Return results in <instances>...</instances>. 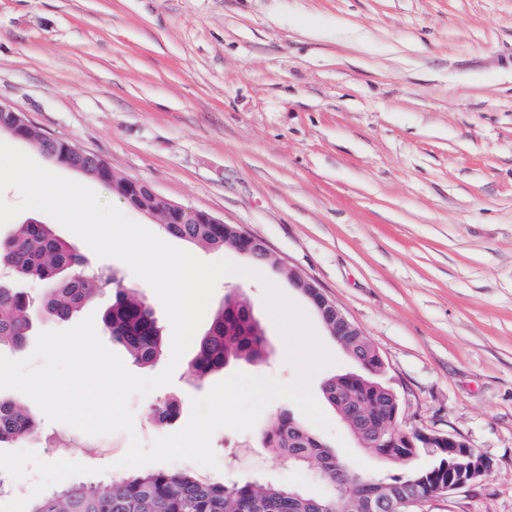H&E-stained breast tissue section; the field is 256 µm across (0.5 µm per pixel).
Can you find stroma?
<instances>
[{"mask_svg":"<svg viewBox=\"0 0 512 512\" xmlns=\"http://www.w3.org/2000/svg\"><path fill=\"white\" fill-rule=\"evenodd\" d=\"M0 102L100 155L114 173L244 227L272 256L252 262L174 241L201 260L261 273L222 278L196 335L240 292L265 330L263 362L232 361L194 381L190 346L172 384L131 400L130 434L91 436L49 421L9 390L40 430L0 449L50 462V442L75 444L74 461L90 468L82 482L102 486L131 438L147 445L181 429L192 398L233 373L294 382L266 308L268 281L307 314L334 359L310 382L331 427L275 400L253 431L225 430L236 448L214 443L219 467L208 477H270L324 493L315 465H290L262 445L284 409L339 461L357 457L368 473L432 466L430 448L411 462L371 454L327 402L328 378L364 368L328 335L286 266L315 280L378 350L377 379L399 402L397 428L454 435L490 461L477 485L432 497L419 512H512V0H0ZM0 142L161 233L157 217L101 182L6 133ZM53 230L90 269L136 289L170 338L159 300L126 264L97 258L61 225ZM113 298L103 289L67 320L36 306L32 331L103 319ZM153 401L176 402L177 419L154 421Z\"/></svg>","mask_w":512,"mask_h":512,"instance_id":"obj_1","label":"stroma"}]
</instances>
